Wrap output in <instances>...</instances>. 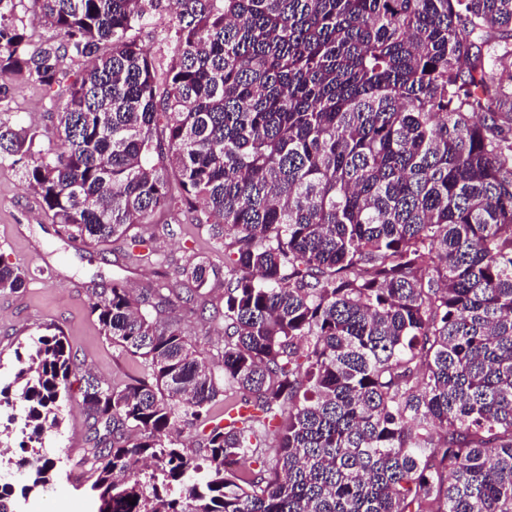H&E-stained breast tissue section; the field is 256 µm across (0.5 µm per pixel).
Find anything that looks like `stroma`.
<instances>
[{"mask_svg": "<svg viewBox=\"0 0 512 512\" xmlns=\"http://www.w3.org/2000/svg\"><path fill=\"white\" fill-rule=\"evenodd\" d=\"M0 121L30 126L48 135L56 121L54 111L35 85H25L0 98ZM151 231L152 247L165 265L174 268L191 258L224 265V248L213 239L209 225L192 223L188 216L157 217ZM0 257L25 271V288L0 294V377L9 378L18 363L15 350L28 343L41 326L63 327L80 362L81 371L104 382L138 375L139 367L118 354L101 335L88 312L89 291L112 280L141 288L156 280L159 268L143 265L124 255L123 243L89 248L57 234L46 216L40 196L22 179L11 160H0ZM62 424L46 434L47 451L77 459L88 445V421L79 399H71L62 411ZM91 499L80 480L56 477L34 504V512H90Z\"/></svg>", "mask_w": 512, "mask_h": 512, "instance_id": "stroma-1", "label": "stroma"}]
</instances>
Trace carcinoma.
Returning a JSON list of instances; mask_svg holds the SVG:
<instances>
[{
	"label": "carcinoma",
	"mask_w": 512,
	"mask_h": 512,
	"mask_svg": "<svg viewBox=\"0 0 512 512\" xmlns=\"http://www.w3.org/2000/svg\"><path fill=\"white\" fill-rule=\"evenodd\" d=\"M54 38L38 44L18 7ZM161 27L163 64L138 37ZM86 58L78 72L64 58ZM512 0H0V95L40 86L47 148L0 121L51 223L87 246L157 214L214 224L224 269L178 267L88 308L141 375L83 377L96 512H512ZM224 278L222 371L182 313ZM26 274L0 258V292ZM30 438L77 358L15 351ZM224 419L203 438L181 426ZM20 512L62 466L18 461ZM136 504H129V500ZM217 424L224 425V402H219L218 406L213 410L212 418L205 422V424L189 425L183 427V439L187 442H190L192 448L197 449L199 451V444L202 446V436H203V428L205 427L206 431L209 430L212 426Z\"/></svg>",
	"instance_id": "carcinoma-1"
}]
</instances>
